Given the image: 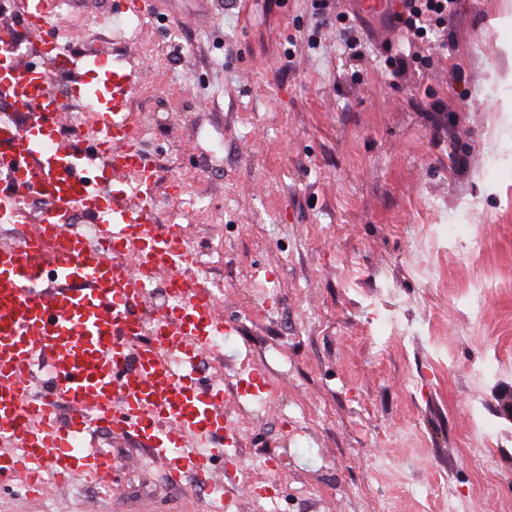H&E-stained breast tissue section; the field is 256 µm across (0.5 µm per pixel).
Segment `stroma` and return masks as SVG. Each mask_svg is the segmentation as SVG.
<instances>
[{"instance_id":"1","label":"stroma","mask_w":512,"mask_h":512,"mask_svg":"<svg viewBox=\"0 0 512 512\" xmlns=\"http://www.w3.org/2000/svg\"><path fill=\"white\" fill-rule=\"evenodd\" d=\"M311 3L170 0L140 18L63 0L52 23L130 75L158 219L224 287L231 330L198 369L223 372L254 472L225 471L232 512H512V0H458L447 49L400 77L384 57L404 33L369 21L354 57L344 0L321 25ZM98 442L112 492L7 481L0 512H201L192 477Z\"/></svg>"}]
</instances>
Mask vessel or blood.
<instances>
[{
    "instance_id": "1",
    "label": "vessel or blood",
    "mask_w": 512,
    "mask_h": 512,
    "mask_svg": "<svg viewBox=\"0 0 512 512\" xmlns=\"http://www.w3.org/2000/svg\"><path fill=\"white\" fill-rule=\"evenodd\" d=\"M59 0H24L22 17L57 68L99 64L47 38ZM131 78L113 74L96 110L91 146L61 140L69 114L45 69L0 44V224H25L24 242L0 241V481L27 476L46 493L42 469L111 487L109 449L87 447L91 430L139 439L169 478L192 475L223 495L216 462L232 465L222 380L200 376L196 358L226 329L218 298L196 276L198 257L178 224L156 218V173L128 110ZM46 206L38 215L27 198ZM90 213L99 244L74 231ZM51 279H43V271ZM163 281L170 304L154 308ZM44 360L48 377L32 366Z\"/></svg>"
}]
</instances>
